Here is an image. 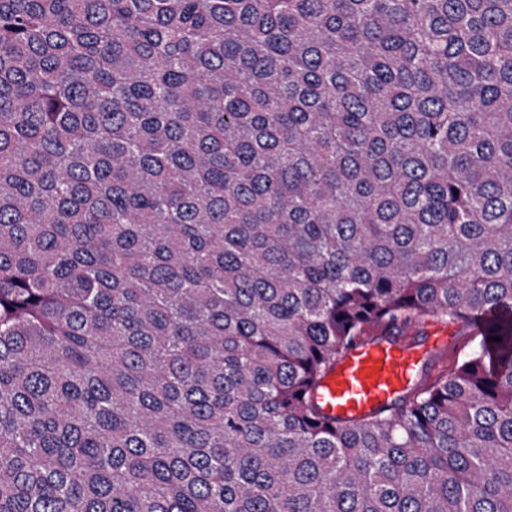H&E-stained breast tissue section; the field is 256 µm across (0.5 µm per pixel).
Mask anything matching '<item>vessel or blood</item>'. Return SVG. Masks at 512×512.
I'll return each mask as SVG.
<instances>
[{
	"label": "vessel or blood",
	"mask_w": 512,
	"mask_h": 512,
	"mask_svg": "<svg viewBox=\"0 0 512 512\" xmlns=\"http://www.w3.org/2000/svg\"><path fill=\"white\" fill-rule=\"evenodd\" d=\"M421 353L405 337H365L350 348L316 395L324 413L360 418L391 404L417 379Z\"/></svg>",
	"instance_id": "1"
}]
</instances>
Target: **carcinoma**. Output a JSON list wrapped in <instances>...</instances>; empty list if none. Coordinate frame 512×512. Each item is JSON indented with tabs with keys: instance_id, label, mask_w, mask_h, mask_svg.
Masks as SVG:
<instances>
[{
	"instance_id": "obj_1",
	"label": "carcinoma",
	"mask_w": 512,
	"mask_h": 512,
	"mask_svg": "<svg viewBox=\"0 0 512 512\" xmlns=\"http://www.w3.org/2000/svg\"><path fill=\"white\" fill-rule=\"evenodd\" d=\"M509 309L512 0H0V512H512ZM431 319L408 328L407 338L429 344ZM366 336L350 348L324 379L316 394L326 415L360 418L391 404L417 379L421 353L403 336L374 340ZM448 332H451L453 334L454 332L456 333V335L459 337L460 345L453 352L447 353L446 356L437 355L434 356L430 361L429 353L431 349H429V352L422 363V368L429 361L431 368L430 374L432 376H435L439 372L443 370L445 371L446 369L448 370L449 373L453 369L455 363L458 360H461L464 354L467 353L472 347V343H469V339L471 337V332H469V328L462 326L461 323L448 324Z\"/></svg>"
}]
</instances>
